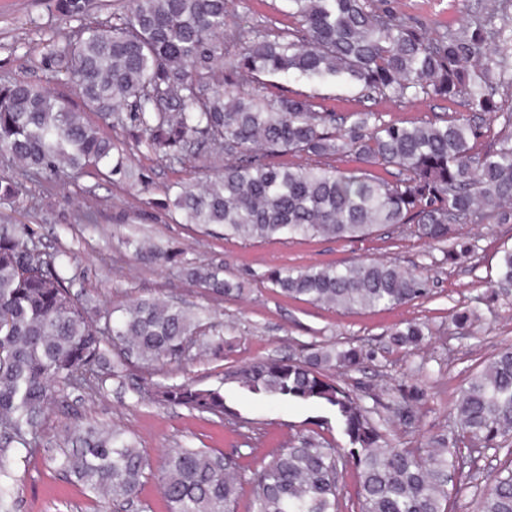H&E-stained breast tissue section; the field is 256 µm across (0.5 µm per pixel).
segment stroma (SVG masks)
<instances>
[{"label": "stroma", "instance_id": "obj_1", "mask_svg": "<svg viewBox=\"0 0 512 512\" xmlns=\"http://www.w3.org/2000/svg\"><path fill=\"white\" fill-rule=\"evenodd\" d=\"M377 4L431 28L460 16V0H377ZM227 22L274 29L291 24L284 0H232ZM79 26V20L44 0H0V80L67 91L64 75L46 69L43 56L49 43L63 44ZM262 93L270 99L310 97L316 111L330 115L334 127L357 111H371L383 121L400 125L433 121L449 111L441 100L392 102L364 96L356 86L333 80L269 77ZM112 141L116 151L131 157L135 173L144 180L142 186L132 187L119 176L80 175L51 185L34 181L15 202L0 204V218L31 225L46 251L69 252L73 293L101 312L157 295L194 307L201 316L200 346L223 334L224 356L213 358L199 347L188 360L135 368L127 376L108 378L93 396L67 390L63 402L47 413L30 447L0 452L6 462L0 487L19 489L12 512H101L99 499L58 466L64 436L89 420L126 430L155 465L169 449L189 447L224 453L237 450L241 463L253 468L287 446L293 435L307 432L306 420L314 414L305 406L240 396L236 403L247 424L222 423L182 406L152 403L138 393V386L188 380L216 384L225 367L245 360L295 356L315 345H365L376 350V360L349 372L346 382L371 386L380 395L400 383L422 385L428 398L414 435L420 443L447 434L448 413L460 387L501 346L512 344V296L490 297L500 252L512 247V224L465 227V238L474 244L475 252L471 259L456 263L441 247L392 229L353 241L296 236L254 242L208 234L165 209L166 192L177 182H205L223 167V160L202 148L183 164L169 165L138 149L125 127L113 130ZM143 238L177 251L178 264L141 260L131 242ZM360 261L394 263L421 273L429 294L396 309L346 314L287 297L267 279L277 267ZM187 264L222 266L224 278L239 284L240 293L212 298L184 279L181 268ZM467 307L476 309L481 318L473 336L462 339L452 316ZM407 321L426 323L431 330L421 349L411 353L397 350L390 342L391 330Z\"/></svg>", "mask_w": 512, "mask_h": 512}]
</instances>
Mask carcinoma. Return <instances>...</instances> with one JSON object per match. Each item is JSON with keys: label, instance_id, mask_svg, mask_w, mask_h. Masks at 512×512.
I'll list each match as a JSON object with an SVG mask.
<instances>
[{"label": "carcinoma", "instance_id": "cac0c4a2", "mask_svg": "<svg viewBox=\"0 0 512 512\" xmlns=\"http://www.w3.org/2000/svg\"><path fill=\"white\" fill-rule=\"evenodd\" d=\"M285 2L293 26L271 32L227 28L229 0H126L113 20L84 28L43 58L64 73L78 103L29 82L0 83V155L11 168L0 176V202L18 198L38 176L49 183L71 172L134 177L129 159L113 155L112 129L129 123L137 146L171 164L199 144L224 155V168L202 185L179 184L169 204L184 223L220 226L226 236L342 240L397 227L449 247L453 259L471 252L467 225L512 223V102L500 97L512 87V0L435 33L375 0ZM88 5L56 0L72 17ZM275 76L336 78L394 102L436 99L467 111L410 126L353 112L330 132L307 97L266 101L234 91ZM285 152L317 161L288 168L266 162ZM336 157L357 167L324 163ZM132 245L146 262L171 259L155 244ZM69 269L68 253L43 250L29 225L0 222L1 448L29 446L56 393H97L105 374L182 361L197 343L196 314L159 297L96 315L72 294ZM183 272L217 299L239 291L217 268ZM267 279L285 295L345 312L393 309L428 293L421 275L376 261L275 268ZM496 284L512 286V249L499 258ZM452 320L464 339L478 315L465 308ZM427 335L424 324L408 322L391 339L413 351ZM373 356L327 344L296 358L229 366L217 385L150 390L158 403L221 423L242 421L228 387L316 404L334 414L345 447L316 432L298 435L249 472L233 453L174 448L154 471L124 430L89 423L67 436L71 448L60 468L119 508L134 502L152 471L167 512H235L246 483L254 512H341L342 480L351 472L350 512H449L467 485L476 489V512H512V463L486 478L480 465L489 450L512 456V346L468 379L449 411L448 436L420 446L392 441L390 426L412 432L423 389L394 387L383 402L334 376Z\"/></svg>", "mask_w": 512, "mask_h": 512}]
</instances>
